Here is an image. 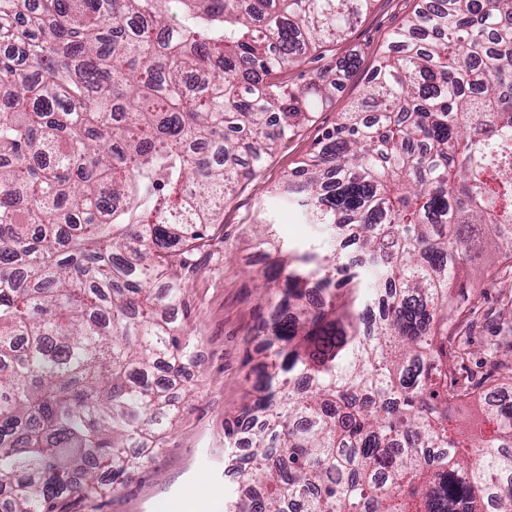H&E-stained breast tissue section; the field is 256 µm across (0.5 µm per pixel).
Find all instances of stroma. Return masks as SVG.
Instances as JSON below:
<instances>
[{"label": "stroma", "mask_w": 512, "mask_h": 512, "mask_svg": "<svg viewBox=\"0 0 512 512\" xmlns=\"http://www.w3.org/2000/svg\"><path fill=\"white\" fill-rule=\"evenodd\" d=\"M418 0H373L349 37L309 55L288 73L322 67L354 54L355 71L334 92L327 106L269 157L258 179L243 181L224 201V212L211 225L204 247L180 276L186 287V330L198 341V360L190 370V398L181 400L163 452L135 473L117 494L84 502L73 498L62 512H227L242 488L230 469L224 424L237 418L255 381L262 357L259 327L265 315L259 297L261 278L272 269L278 248L314 239L311 225L300 223L278 199L285 174L317 146L340 112L362 94L379 60L386 37L400 27ZM268 225L267 243L259 225ZM512 295V263L486 280L470 312L454 317L450 331L464 337L466 348L456 365L462 376L486 378L512 394V373L491 367V355L512 359V313L503 305Z\"/></svg>", "instance_id": "1"}]
</instances>
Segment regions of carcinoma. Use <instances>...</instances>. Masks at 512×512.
<instances>
[{
  "instance_id": "carcinoma-1",
  "label": "carcinoma",
  "mask_w": 512,
  "mask_h": 512,
  "mask_svg": "<svg viewBox=\"0 0 512 512\" xmlns=\"http://www.w3.org/2000/svg\"><path fill=\"white\" fill-rule=\"evenodd\" d=\"M371 2L0 0V512L161 453L177 269L356 59L284 73ZM281 201L318 236L261 285L266 377L225 428L261 492L230 512H512V403L448 367L485 240L512 259V0H421ZM473 396L493 429L462 439Z\"/></svg>"
}]
</instances>
